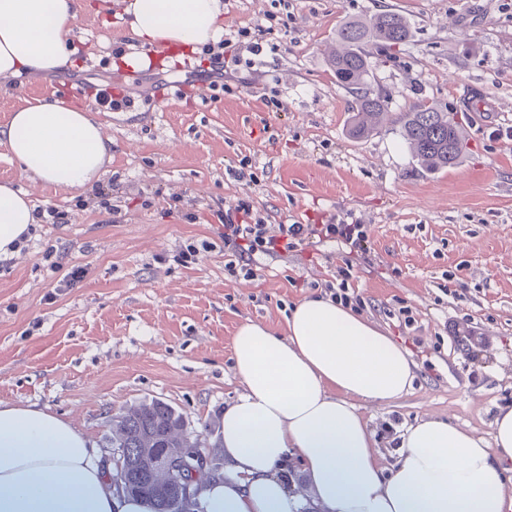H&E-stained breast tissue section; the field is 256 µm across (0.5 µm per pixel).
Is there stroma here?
<instances>
[{"label":"stroma","instance_id":"1","mask_svg":"<svg viewBox=\"0 0 512 512\" xmlns=\"http://www.w3.org/2000/svg\"><path fill=\"white\" fill-rule=\"evenodd\" d=\"M223 3L218 59L196 52L182 68L158 53L149 69L124 68L125 24L102 2L77 20L74 67L0 87V124L61 98L95 109L112 137L107 172L85 192L31 185L0 145V182L67 216L38 224L0 265V401L70 420L108 460L113 416L160 399L223 474L236 328H283L295 302L345 285L416 365L407 394L361 409L383 459L426 415L488 436L512 405V0ZM387 9L412 38L368 46L372 85L393 113L447 108L466 132L454 167L427 171L390 121L363 140L348 134L354 96L328 52L339 22ZM102 89L118 108L101 107ZM164 89L175 99L161 101ZM241 200L269 224L363 225L366 246L324 238L258 256L255 278L230 275L217 215ZM190 242L209 250L185 268L173 257ZM54 260L83 267L82 281L58 287Z\"/></svg>","mask_w":512,"mask_h":512}]
</instances>
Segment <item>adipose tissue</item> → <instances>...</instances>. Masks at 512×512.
<instances>
[{
	"label": "adipose tissue",
	"instance_id": "obj_1",
	"mask_svg": "<svg viewBox=\"0 0 512 512\" xmlns=\"http://www.w3.org/2000/svg\"><path fill=\"white\" fill-rule=\"evenodd\" d=\"M136 45L123 57L148 66L150 48L196 52L224 35L222 0H116ZM86 0H0V83L71 66ZM22 175L84 190L112 158L95 111L39 101L0 125ZM27 192L0 183V260L31 238ZM242 386L224 408V472L192 484L201 512H512V407L489 437L432 417L404 432L385 466L360 403L387 404L414 379L408 352L368 318L328 296L296 302L284 330L240 324L232 338ZM300 474L289 481L286 466ZM0 512H151L114 484L95 442L67 420L0 402Z\"/></svg>",
	"mask_w": 512,
	"mask_h": 512
}]
</instances>
